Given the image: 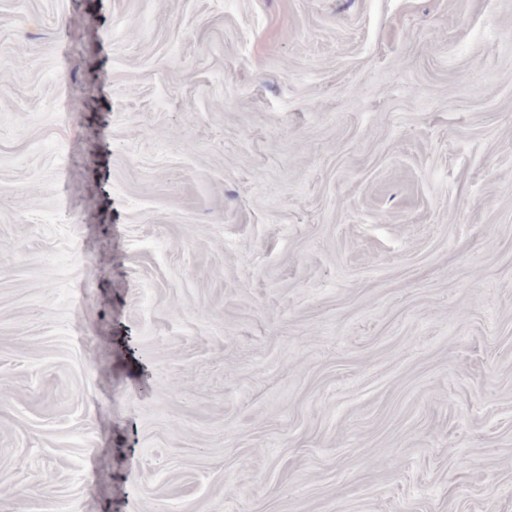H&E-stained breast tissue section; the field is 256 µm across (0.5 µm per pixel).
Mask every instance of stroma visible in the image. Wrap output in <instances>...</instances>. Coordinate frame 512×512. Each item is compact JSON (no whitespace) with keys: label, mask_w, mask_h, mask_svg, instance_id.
Wrapping results in <instances>:
<instances>
[{"label":"stroma","mask_w":512,"mask_h":512,"mask_svg":"<svg viewBox=\"0 0 512 512\" xmlns=\"http://www.w3.org/2000/svg\"><path fill=\"white\" fill-rule=\"evenodd\" d=\"M0 512H512V0H0Z\"/></svg>","instance_id":"35a3bbf8"}]
</instances>
